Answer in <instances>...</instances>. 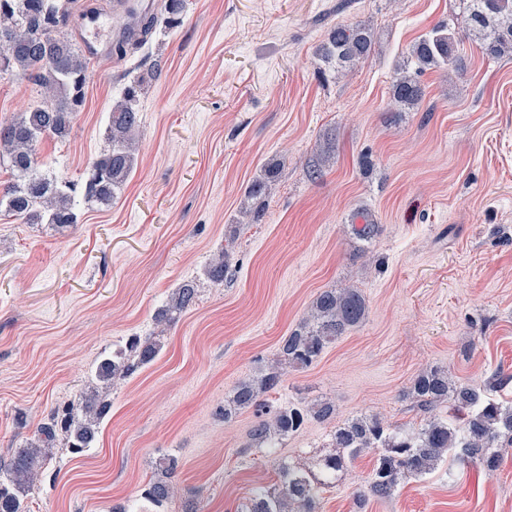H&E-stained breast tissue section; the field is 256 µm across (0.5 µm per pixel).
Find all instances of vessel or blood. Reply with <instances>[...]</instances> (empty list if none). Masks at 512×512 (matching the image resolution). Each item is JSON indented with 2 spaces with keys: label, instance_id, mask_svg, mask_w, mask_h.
Instances as JSON below:
<instances>
[{
  "label": "vessel or blood",
  "instance_id": "b4317fda",
  "mask_svg": "<svg viewBox=\"0 0 512 512\" xmlns=\"http://www.w3.org/2000/svg\"><path fill=\"white\" fill-rule=\"evenodd\" d=\"M155 0H113L111 12L87 9L79 29V40L84 54L95 61L101 60L112 42L135 37L139 14L153 9Z\"/></svg>",
  "mask_w": 512,
  "mask_h": 512
}]
</instances>
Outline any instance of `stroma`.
<instances>
[{
  "instance_id": "obj_1",
  "label": "stroma",
  "mask_w": 512,
  "mask_h": 512,
  "mask_svg": "<svg viewBox=\"0 0 512 512\" xmlns=\"http://www.w3.org/2000/svg\"><path fill=\"white\" fill-rule=\"evenodd\" d=\"M184 2L180 27L157 28L125 59L89 63L70 134L37 147L45 167L83 180L108 147L113 104L143 80L135 172L111 206L63 228L0 213V456L131 337L162 345L115 382L83 455L58 438L57 467L39 476L27 512H155L140 494L167 456L178 461L172 512L197 501L236 512L278 483L280 460L308 467L332 452L348 418L419 424L402 394L421 370L445 366L478 385L512 374V59L470 31L466 0ZM339 22L373 34L368 58L342 71L316 55ZM438 24L464 71H426L420 105L389 111L401 65ZM36 99L31 82L0 75V119ZM273 166L263 218L248 223L246 189ZM361 208L383 226L366 253L352 229ZM224 251L231 272L216 286L205 270ZM187 278L196 304L157 324ZM349 284L366 299L365 321L264 395L273 409L325 399L333 414L280 447H253L257 414L223 420L225 400L274 364L320 291ZM375 459H350L320 512H512V448L494 473L443 465L389 499L358 500Z\"/></svg>"
}]
</instances>
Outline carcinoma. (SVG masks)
Returning <instances> with one entry per match:
<instances>
[{
    "mask_svg": "<svg viewBox=\"0 0 512 512\" xmlns=\"http://www.w3.org/2000/svg\"><path fill=\"white\" fill-rule=\"evenodd\" d=\"M467 10L471 31L486 41L491 54L503 56L512 51V0H469ZM182 14L183 0H166L163 12L143 22L142 40H147L161 24L168 28L180 26ZM76 15V0H0V73L33 82L41 96L40 102L16 118L0 122V163L7 164L12 176V182L0 190V208L22 224H76L78 200L91 206L112 204L116 190L134 170L132 141L141 127V88L137 82L127 86L123 97L112 106L107 127L110 148L91 162L82 183L59 177L43 169L38 161L39 141L47 136L67 137L82 106L87 60L70 31ZM371 48L369 29L338 23L318 49V55L323 62L334 61L336 67L342 68L367 58ZM449 64L463 70L453 34L447 27L437 25L413 46L392 84L391 103L405 108L418 104L423 96L420 76ZM273 177L275 170L268 169L265 177L248 187V198L258 201L251 210L255 222L262 217L263 198ZM355 217L363 220V224L353 227L358 240L368 245L380 236L381 225L367 211L362 210ZM229 269V254L224 253L210 262L206 275L214 285L222 286ZM197 294L196 281H182L171 304L157 315V320L175 322L195 305ZM367 313L366 300L357 288L320 291L308 318L281 340L276 365L233 389L224 404V420L238 410L260 408L262 395L280 386L282 368L313 366L329 344L361 324ZM160 350L158 337H137L114 356L102 359L90 392L52 410L23 446L9 457L0 458V512H26L25 498L39 472L51 463V448L58 436H65L74 454L91 446L111 408V403L99 394L98 386L108 390L115 381L133 376L151 364ZM511 382L512 374L499 370L486 386L457 383L447 369L431 367L416 375L405 397L425 414L438 403H448L456 423L430 417L420 426L404 431L373 415H364L336 426L334 445L351 455L366 449L377 452L365 486L371 496L379 499L391 498L400 480L420 479L446 460L475 463L491 474L499 467L500 449L512 447V405L490 396L488 390ZM332 413L333 406L326 400L309 407H283L274 412L272 420L256 422L251 440L259 447L273 448L275 440L298 433L309 418L326 420ZM343 463L344 457L339 454L323 458L321 479L283 463L279 467V483L261 490L237 512H319L321 492L336 481ZM176 470L177 460L172 457L156 462V473L146 493L154 505L163 507L173 499Z\"/></svg>",
    "mask_w": 512,
    "mask_h": 512,
    "instance_id": "carcinoma-1",
    "label": "carcinoma"
}]
</instances>
